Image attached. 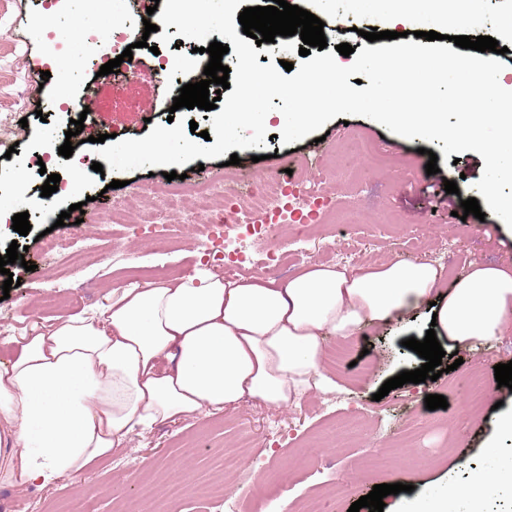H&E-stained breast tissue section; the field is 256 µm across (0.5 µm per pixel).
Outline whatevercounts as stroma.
Masks as SVG:
<instances>
[{
  "label": "stroma",
  "mask_w": 512,
  "mask_h": 512,
  "mask_svg": "<svg viewBox=\"0 0 512 512\" xmlns=\"http://www.w3.org/2000/svg\"><path fill=\"white\" fill-rule=\"evenodd\" d=\"M307 11L326 25L329 46L347 43L362 50L368 42L364 31H386L394 0H303ZM155 0H0V195L11 198L12 187L23 185L31 201V230L22 236L10 232L0 237V256L10 244L24 247V263L10 271L19 281L8 299L0 301V361L16 352L13 336L33 318L50 322L60 316L90 311L104 304L114 286L131 281L172 279L194 273L198 263L231 276L233 267L213 256L218 247L203 224H187L177 218L166 222L173 240L161 251L154 244V228L130 214L124 231L122 251L99 255L87 252L88 238L105 227L106 208L123 196L112 188L113 180L129 182L134 188H162L168 181L162 167L127 172L92 171L95 145L92 136L108 131L117 140L140 139L154 125L166 124L169 115L158 95L157 82L167 73L188 79L187 66L195 61V39H181L176 26L144 33L141 23H158L148 14ZM457 5L447 13L416 11L399 24V31H435L449 36H489L505 47L500 55L512 84V38L504 36V25L512 20V0H481L478 12L464 23H456ZM109 29L123 38L102 45L97 61L87 62L78 82H63L55 72L48 44L56 43L62 56H70V31L94 32ZM147 34V45L134 48L137 70L123 84L101 85L98 98L84 121L79 137L70 140L71 157L58 158L53 173L64 175L73 167L86 169L87 178L78 191L40 207L43 175L31 164L49 144H63L70 113L60 111L66 98L92 83L101 60H112L132 46L139 34ZM49 72L48 82L35 78V71ZM324 141L313 144L301 139L287 146L277 125H269L266 147L251 148L257 156L251 170L220 166L218 159L191 160L182 171L191 184L221 182L241 195L268 180L281 177L282 161L292 160L295 173L306 185L326 187L333 194L332 211L317 220H294L288 226L291 269L321 263L336 243L335 230L345 224L350 243L365 260H379L382 251L405 262L429 261L455 264L464 275L472 264H492L512 269V228L496 215L484 219L452 216L445 204L429 203L424 190H443L445 181L456 182L461 198L476 196L484 160L476 152L461 153L458 163L438 161L439 171H425L429 152H440V142L422 138L402 139L380 123L358 115L336 116L326 123ZM364 140L371 153L355 151V140ZM83 203V212L73 211ZM72 221L57 226L62 211ZM51 230L53 237L68 239L70 253L46 255L38 236ZM430 328V309L407 310L386 325L369 327L356 334L344 347L343 363H329L328 371L337 386L313 391L300 406L277 410L254 403H241L203 419H188L164 426L129 446L116 450L107 462L83 477V488L69 482L41 489L19 491L0 487V508L14 512H112L116 497H123L133 512H224L197 488L223 482L227 495L237 498L242 512H255L267 483L277 494L288 495V512H299L298 502L310 497L317 512H348L353 502L369 494L374 485H413V497L429 498L450 482H461L469 470L494 466L512 459V437L501 434L496 422L500 413L512 411V391L484 392L479 405H471L457 387L460 377L472 372L487 373L490 366L512 361V328L498 339L477 342L455 350L443 343L445 373L434 381L407 383L377 398L382 384L401 371L420 366L419 356L403 347L404 339H424ZM463 362L451 368L450 353ZM370 367L365 378L357 370ZM445 396L447 409H424L426 395ZM496 442V455L485 449ZM380 455L388 460L384 473L369 461ZM181 463L188 475L187 491L178 498L166 495L175 483L171 463ZM99 487L89 496L85 489Z\"/></svg>",
  "instance_id": "stroma-1"
}]
</instances>
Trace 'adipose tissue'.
I'll use <instances>...</instances> for the list:
<instances>
[{"instance_id": "obj_1", "label": "adipose tissue", "mask_w": 512, "mask_h": 512, "mask_svg": "<svg viewBox=\"0 0 512 512\" xmlns=\"http://www.w3.org/2000/svg\"><path fill=\"white\" fill-rule=\"evenodd\" d=\"M429 262L314 264L286 279L199 269L114 288L92 313L31 321L0 361V484L79 483L131 438L243 401L287 409L329 389L323 340H348L403 309L433 303L437 337L492 340L512 324V272L483 265L440 291ZM512 463L471 472L387 512H482Z\"/></svg>"}]
</instances>
